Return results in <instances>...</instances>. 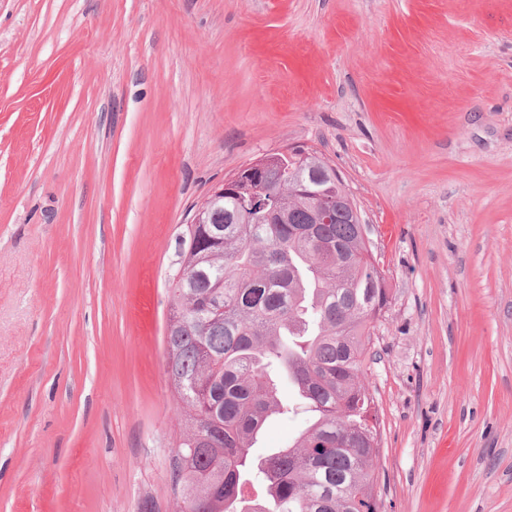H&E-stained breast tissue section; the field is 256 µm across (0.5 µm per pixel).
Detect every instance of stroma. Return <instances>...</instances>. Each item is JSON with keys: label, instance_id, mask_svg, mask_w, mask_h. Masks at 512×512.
I'll use <instances>...</instances> for the list:
<instances>
[{"label": "stroma", "instance_id": "obj_1", "mask_svg": "<svg viewBox=\"0 0 512 512\" xmlns=\"http://www.w3.org/2000/svg\"><path fill=\"white\" fill-rule=\"evenodd\" d=\"M290 147L387 275L379 512H512V0H0V512H178L177 241Z\"/></svg>", "mask_w": 512, "mask_h": 512}]
</instances>
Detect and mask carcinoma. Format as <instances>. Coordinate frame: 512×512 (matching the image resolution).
Masks as SVG:
<instances>
[{
    "label": "carcinoma",
    "instance_id": "1",
    "mask_svg": "<svg viewBox=\"0 0 512 512\" xmlns=\"http://www.w3.org/2000/svg\"><path fill=\"white\" fill-rule=\"evenodd\" d=\"M257 165L179 241L164 336L180 409L171 489L181 512H378L366 359L388 304L385 274L323 157L294 150ZM321 198L328 220L315 224ZM280 380L295 399L279 398ZM299 409L310 424L295 441L254 456L266 421ZM254 478L265 489L257 501L243 496Z\"/></svg>",
    "mask_w": 512,
    "mask_h": 512
}]
</instances>
